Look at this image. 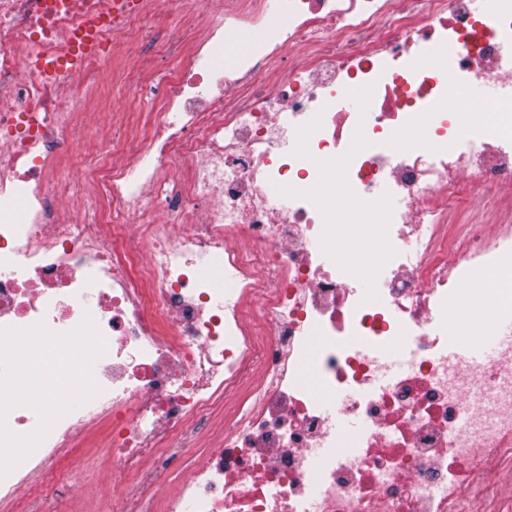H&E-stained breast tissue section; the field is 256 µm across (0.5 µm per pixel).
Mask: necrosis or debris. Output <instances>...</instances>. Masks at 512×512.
<instances>
[{
  "label": "necrosis or debris",
  "instance_id": "4bbe7bcc",
  "mask_svg": "<svg viewBox=\"0 0 512 512\" xmlns=\"http://www.w3.org/2000/svg\"><path fill=\"white\" fill-rule=\"evenodd\" d=\"M159 10L116 28L112 0H0V512L106 421L104 480L139 477L115 512L511 504L512 343L487 365L448 351L512 315L488 292L468 323L472 283L512 285V0H191L204 32L170 53L159 110L60 170L113 38ZM477 78L500 106L483 122L448 101ZM359 89L376 109L338 111ZM417 125L425 149L397 150ZM320 167L345 201L312 191ZM354 207L384 247L365 288L336 255ZM32 332L83 340L75 394L39 421L15 400ZM219 410L223 435L197 443ZM172 448L184 475L156 466Z\"/></svg>",
  "mask_w": 512,
  "mask_h": 512
}]
</instances>
